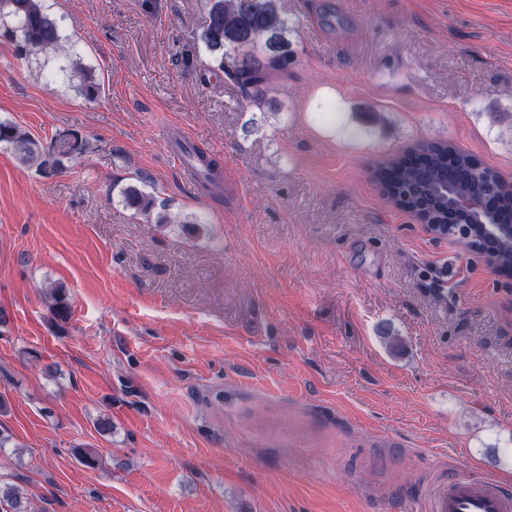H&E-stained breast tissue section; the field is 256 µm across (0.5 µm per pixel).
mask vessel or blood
I'll use <instances>...</instances> for the list:
<instances>
[{"mask_svg": "<svg viewBox=\"0 0 512 512\" xmlns=\"http://www.w3.org/2000/svg\"><path fill=\"white\" fill-rule=\"evenodd\" d=\"M429 512H512V488L499 481L461 475L430 491Z\"/></svg>", "mask_w": 512, "mask_h": 512, "instance_id": "vessel-or-blood-1", "label": "vessel or blood"}]
</instances>
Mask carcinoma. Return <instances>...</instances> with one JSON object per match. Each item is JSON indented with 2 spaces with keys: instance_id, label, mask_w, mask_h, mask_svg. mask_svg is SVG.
<instances>
[{
  "instance_id": "1",
  "label": "carcinoma",
  "mask_w": 512,
  "mask_h": 512,
  "mask_svg": "<svg viewBox=\"0 0 512 512\" xmlns=\"http://www.w3.org/2000/svg\"><path fill=\"white\" fill-rule=\"evenodd\" d=\"M206 8L200 41L210 60L208 71L237 82L249 103L261 106L265 103L269 70L288 73L292 53L289 35L295 27L288 20L283 0H206ZM0 29L16 39L25 52H68L44 0H0ZM69 63L81 95L87 100L98 98L102 85L96 73L77 59L71 58ZM0 145L10 149L20 164L34 167L47 177L62 173L66 163L87 148L86 140L75 130L57 134L46 148L11 121H0ZM185 151L195 160L199 186L205 191L219 188L217 161L195 147ZM406 152L423 158L424 163L419 166L402 155L385 160L381 183L387 201L403 210L422 208L419 218L442 233L448 230V214H455L458 223L471 229V240L479 252H485L482 237L492 236L494 264L512 271V229L504 228L499 220L512 212V185L504 183L496 193L489 194L487 181L497 172L488 167L475 169L471 166L473 157L448 140L416 139L408 144ZM121 196L135 213L155 215L157 224L176 222L190 236L202 230L194 213L171 220L153 192L129 185L122 189ZM466 197L481 207L457 211L458 199ZM53 294V319L64 323L69 318L66 297L60 288L53 289ZM0 512H33L28 491L19 484L0 483Z\"/></svg>"
}]
</instances>
